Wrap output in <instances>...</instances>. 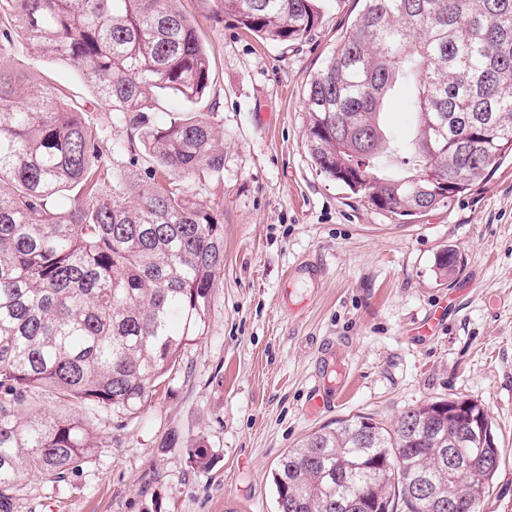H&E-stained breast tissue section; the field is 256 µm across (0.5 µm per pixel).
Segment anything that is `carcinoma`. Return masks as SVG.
I'll use <instances>...</instances> for the list:
<instances>
[{
    "mask_svg": "<svg viewBox=\"0 0 512 512\" xmlns=\"http://www.w3.org/2000/svg\"><path fill=\"white\" fill-rule=\"evenodd\" d=\"M179 2L0 0V512L24 478L58 481L98 448L89 423L42 415L33 391L131 419L205 331L224 215L163 181L220 178L224 149L204 112L154 117L159 94L195 103L210 86V54ZM361 2L308 83L307 149L352 194L411 218L451 204L512 154V0ZM214 7L278 43L306 38L323 9ZM17 36L109 104L105 120L125 124L151 162L149 184L107 175L87 101L39 82L13 53ZM405 87L415 132L403 140L386 115ZM457 267L456 250L439 255L441 276ZM469 423L492 442L465 440ZM500 465L487 410L458 397L391 426L338 419L284 452L271 476L277 512H480Z\"/></svg>",
    "mask_w": 512,
    "mask_h": 512,
    "instance_id": "obj_1",
    "label": "carcinoma"
}]
</instances>
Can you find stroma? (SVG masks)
<instances>
[{
    "mask_svg": "<svg viewBox=\"0 0 512 512\" xmlns=\"http://www.w3.org/2000/svg\"><path fill=\"white\" fill-rule=\"evenodd\" d=\"M212 58L196 109L224 133V173L178 185L224 214V269L204 334L183 347L139 417L120 421L39 393L43 413L92 421L99 447L56 483L29 480L13 512H276L271 471L319 426L390 425L429 399L481 403L502 463L481 512H512V157L451 205L402 222L317 171L306 90L358 11L327 0L299 43L265 41L182 0ZM16 56L92 98L63 62ZM455 248L461 267L437 279ZM320 268L312 278L308 266ZM346 386L310 412L319 381ZM193 448L211 464L196 468Z\"/></svg>",
    "mask_w": 512,
    "mask_h": 512,
    "instance_id": "35a3bbf8",
    "label": "stroma"
}]
</instances>
